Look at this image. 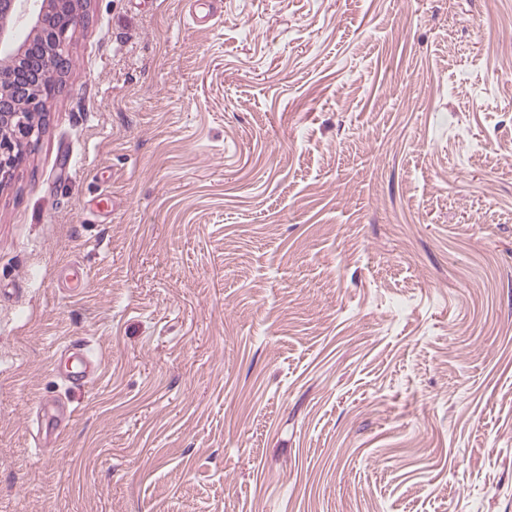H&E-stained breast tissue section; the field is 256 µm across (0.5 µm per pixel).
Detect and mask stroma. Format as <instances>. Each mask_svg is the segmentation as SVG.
I'll use <instances>...</instances> for the list:
<instances>
[{
	"instance_id": "1",
	"label": "stroma",
	"mask_w": 512,
	"mask_h": 512,
	"mask_svg": "<svg viewBox=\"0 0 512 512\" xmlns=\"http://www.w3.org/2000/svg\"><path fill=\"white\" fill-rule=\"evenodd\" d=\"M69 54L0 512H512V0H91ZM73 350L76 367L72 371L70 379L77 384L86 382L91 379L97 367V357L88 349L86 342L74 343Z\"/></svg>"
}]
</instances>
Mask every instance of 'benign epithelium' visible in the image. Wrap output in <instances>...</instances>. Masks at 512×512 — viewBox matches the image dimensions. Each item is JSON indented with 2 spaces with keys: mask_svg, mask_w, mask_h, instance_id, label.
<instances>
[{
  "mask_svg": "<svg viewBox=\"0 0 512 512\" xmlns=\"http://www.w3.org/2000/svg\"><path fill=\"white\" fill-rule=\"evenodd\" d=\"M89 0H0V187L9 183L36 141L55 92L38 89L65 74L71 64L69 46ZM27 19L31 36L16 44L15 23Z\"/></svg>",
  "mask_w": 512,
  "mask_h": 512,
  "instance_id": "benign-epithelium-1",
  "label": "benign epithelium"
}]
</instances>
